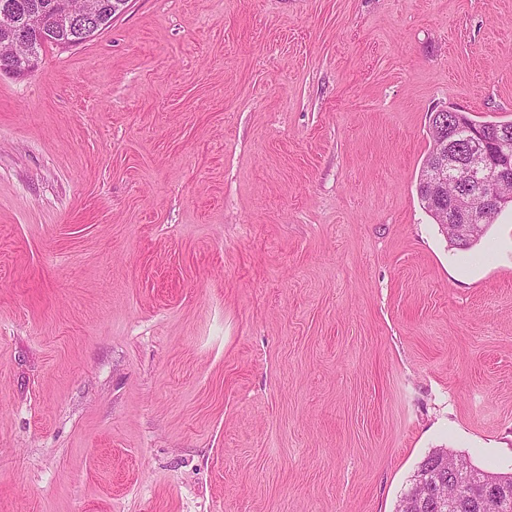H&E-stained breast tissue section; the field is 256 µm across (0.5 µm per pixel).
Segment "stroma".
<instances>
[{"label": "stroma", "instance_id": "obj_1", "mask_svg": "<svg viewBox=\"0 0 512 512\" xmlns=\"http://www.w3.org/2000/svg\"><path fill=\"white\" fill-rule=\"evenodd\" d=\"M442 108L512 121V0H127L0 74V512L511 473L512 210L423 208ZM444 460H448V462L453 466H462L465 468L467 467V470H460L454 472L453 475L455 476V481L457 482V484H465L464 481L469 478V472H467L468 468L474 470L476 474L479 476V481L485 483L478 484L476 486L475 491L473 493V499H469L466 505L463 507V509L459 512H507L503 508L501 502H498L493 507L481 511V509L479 508L476 509V506L473 504V500L478 501L482 499L486 494H490L489 486H501L502 484H511V473L509 474L485 472L482 469H479L476 466L472 465L465 458L453 454L450 451L447 452L445 449L442 448L433 451L431 454H428L418 464L417 469L413 475L414 478L412 479L411 486L399 500L397 509H400L402 507V503L405 501V498L411 489L415 487L416 492L419 485H428L432 482H436L438 479L445 480V489L448 492V495H452L455 493V481H453V475L448 474V470L446 472H443L440 469V464Z\"/></svg>", "mask_w": 512, "mask_h": 512}]
</instances>
